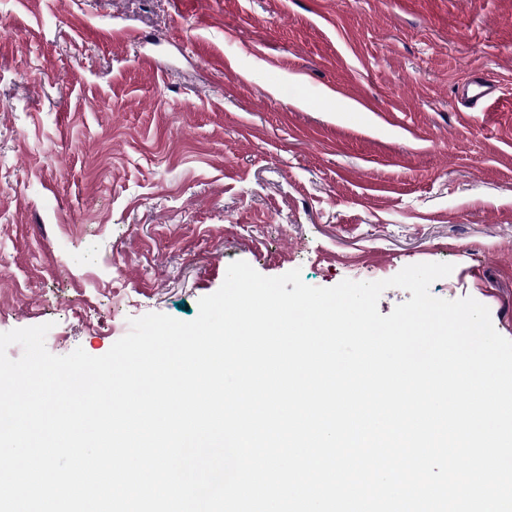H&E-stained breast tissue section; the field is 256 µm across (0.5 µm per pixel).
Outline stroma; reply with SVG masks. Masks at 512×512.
I'll use <instances>...</instances> for the list:
<instances>
[{
    "label": "stroma",
    "instance_id": "35a3bbf8",
    "mask_svg": "<svg viewBox=\"0 0 512 512\" xmlns=\"http://www.w3.org/2000/svg\"><path fill=\"white\" fill-rule=\"evenodd\" d=\"M235 260L447 262L512 340V0H0V332L101 356ZM464 101L471 107L486 101L494 92V85L482 76H472L463 86Z\"/></svg>",
    "mask_w": 512,
    "mask_h": 512
}]
</instances>
